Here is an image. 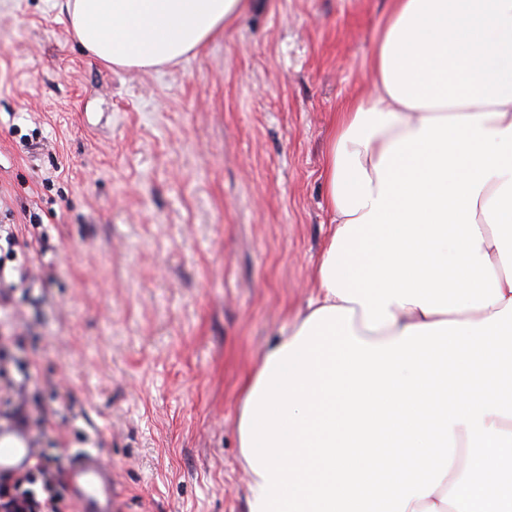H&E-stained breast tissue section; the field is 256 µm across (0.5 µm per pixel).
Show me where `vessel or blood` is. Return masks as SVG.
<instances>
[{
  "mask_svg": "<svg viewBox=\"0 0 512 512\" xmlns=\"http://www.w3.org/2000/svg\"><path fill=\"white\" fill-rule=\"evenodd\" d=\"M34 458L30 438L17 424L0 428V471L20 473ZM69 480L78 512H112V471L95 450L78 452L69 470Z\"/></svg>",
  "mask_w": 512,
  "mask_h": 512,
  "instance_id": "vessel-or-blood-1",
  "label": "vessel or blood"
}]
</instances>
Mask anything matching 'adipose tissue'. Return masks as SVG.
<instances>
[{
	"instance_id": "ef3b65f1",
	"label": "adipose tissue",
	"mask_w": 512,
	"mask_h": 512,
	"mask_svg": "<svg viewBox=\"0 0 512 512\" xmlns=\"http://www.w3.org/2000/svg\"><path fill=\"white\" fill-rule=\"evenodd\" d=\"M254 0H67L81 46L148 69L219 38ZM374 91L343 102L325 154L329 235L306 316L239 401L247 512H512V0H390ZM407 422L416 473L381 450Z\"/></svg>"
}]
</instances>
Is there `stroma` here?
Returning a JSON list of instances; mask_svg holds the SVG:
<instances>
[{
    "label": "stroma",
    "mask_w": 512,
    "mask_h": 512,
    "mask_svg": "<svg viewBox=\"0 0 512 512\" xmlns=\"http://www.w3.org/2000/svg\"><path fill=\"white\" fill-rule=\"evenodd\" d=\"M389 0H260L152 70L74 39L66 0H0V222L28 278L0 369L35 450L95 448L114 512H246L240 384L315 295L322 160L372 89Z\"/></svg>",
    "instance_id": "35a3bbf8"
}]
</instances>
